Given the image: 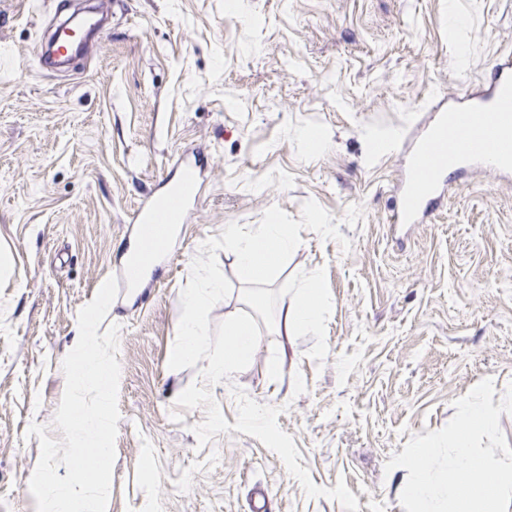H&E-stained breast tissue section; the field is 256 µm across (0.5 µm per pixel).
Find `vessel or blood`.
Wrapping results in <instances>:
<instances>
[{
	"instance_id": "1",
	"label": "vessel or blood",
	"mask_w": 512,
	"mask_h": 512,
	"mask_svg": "<svg viewBox=\"0 0 512 512\" xmlns=\"http://www.w3.org/2000/svg\"><path fill=\"white\" fill-rule=\"evenodd\" d=\"M494 166L512 174V57L493 66L486 88L432 113L422 137L412 141L396 224L420 222L440 198L448 170L463 172ZM177 181L142 203L134 216L137 246L117 274L126 287H139L147 268L167 252L176 224L187 220V202L201 176L197 161L184 159Z\"/></svg>"
}]
</instances>
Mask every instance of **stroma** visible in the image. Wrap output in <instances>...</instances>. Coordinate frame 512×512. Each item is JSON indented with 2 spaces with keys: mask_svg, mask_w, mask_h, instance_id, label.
<instances>
[{
  "mask_svg": "<svg viewBox=\"0 0 512 512\" xmlns=\"http://www.w3.org/2000/svg\"><path fill=\"white\" fill-rule=\"evenodd\" d=\"M58 2L0 0V512H36L28 428L62 439L78 313L121 268L140 203L190 154L203 171L188 222L104 320L120 328L121 368L108 512H251L258 488L267 512H344L252 436L199 445L205 408L175 400L207 362L168 367L201 244L274 205L299 219L310 199L351 250L303 230L270 285L242 283L218 251L232 290L210 323L247 313L262 343L210 392L231 424L237 388L281 408L316 485L342 479L360 512H405L408 472L385 471L391 455L444 427L482 379L512 385V181L474 171L422 222L393 224L407 152L392 137L422 133L437 97L485 86L512 55V0H102L99 44L53 72L39 55ZM313 274L321 330L284 335L281 304Z\"/></svg>",
  "mask_w": 512,
  "mask_h": 512,
  "instance_id": "1",
  "label": "stroma"
}]
</instances>
